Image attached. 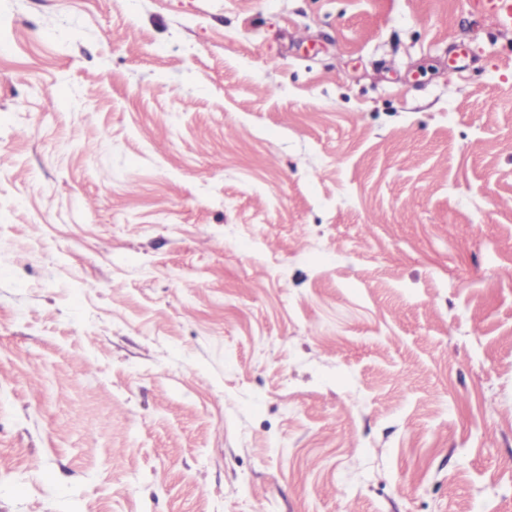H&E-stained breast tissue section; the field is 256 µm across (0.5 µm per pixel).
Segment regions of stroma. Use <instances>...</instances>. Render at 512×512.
I'll list each match as a JSON object with an SVG mask.
<instances>
[{
    "instance_id": "1",
    "label": "stroma",
    "mask_w": 512,
    "mask_h": 512,
    "mask_svg": "<svg viewBox=\"0 0 512 512\" xmlns=\"http://www.w3.org/2000/svg\"><path fill=\"white\" fill-rule=\"evenodd\" d=\"M0 512H512V28L0 0Z\"/></svg>"
}]
</instances>
